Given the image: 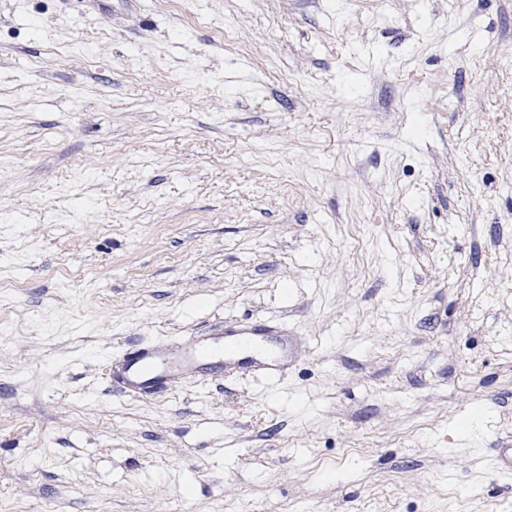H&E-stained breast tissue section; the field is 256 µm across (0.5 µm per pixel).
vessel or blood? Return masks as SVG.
<instances>
[{"label":"vessel or blood","mask_w":512,"mask_h":512,"mask_svg":"<svg viewBox=\"0 0 512 512\" xmlns=\"http://www.w3.org/2000/svg\"><path fill=\"white\" fill-rule=\"evenodd\" d=\"M295 336L287 323L267 321L224 325L177 341H156L124 351L110 370L114 393L150 398L173 384L231 375L250 367L279 378L294 359Z\"/></svg>","instance_id":"obj_1"}]
</instances>
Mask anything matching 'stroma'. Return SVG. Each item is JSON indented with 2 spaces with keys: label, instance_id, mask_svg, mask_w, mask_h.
<instances>
[{
  "label": "stroma",
  "instance_id": "obj_1",
  "mask_svg": "<svg viewBox=\"0 0 512 512\" xmlns=\"http://www.w3.org/2000/svg\"><path fill=\"white\" fill-rule=\"evenodd\" d=\"M252 316L152 398L110 360ZM512 0H0V512H512ZM295 340L288 323L253 321L224 324L203 336L142 344L112 362L111 389L128 397L150 398L175 383L232 375L245 365L276 379L294 359Z\"/></svg>",
  "mask_w": 512,
  "mask_h": 512
}]
</instances>
